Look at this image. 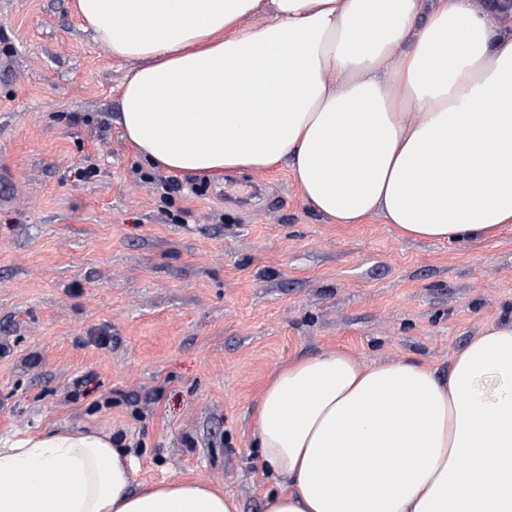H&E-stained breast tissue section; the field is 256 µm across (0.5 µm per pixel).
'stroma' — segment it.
<instances>
[{"instance_id": "stroma-1", "label": "stroma", "mask_w": 512, "mask_h": 512, "mask_svg": "<svg viewBox=\"0 0 512 512\" xmlns=\"http://www.w3.org/2000/svg\"><path fill=\"white\" fill-rule=\"evenodd\" d=\"M72 3L0 0V437L109 433L135 485L203 475L263 512L251 424L270 374L339 350L447 376L512 319V224L414 241L378 214L334 223L284 163L153 167L115 122L133 64Z\"/></svg>"}]
</instances>
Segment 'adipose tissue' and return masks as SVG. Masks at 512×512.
Returning a JSON list of instances; mask_svg holds the SVG:
<instances>
[{"label": "adipose tissue", "mask_w": 512, "mask_h": 512, "mask_svg": "<svg viewBox=\"0 0 512 512\" xmlns=\"http://www.w3.org/2000/svg\"><path fill=\"white\" fill-rule=\"evenodd\" d=\"M260 11L264 26H241ZM76 12L108 54L135 61L119 123L157 166L222 174L286 159L319 213H379L416 239L512 223L503 5L76 0ZM252 436L279 484L264 512H512V322L469 341L444 379L413 358L295 359L264 386ZM134 473L108 436L0 439V512H241L205 477L136 491Z\"/></svg>", "instance_id": "obj_1"}]
</instances>
